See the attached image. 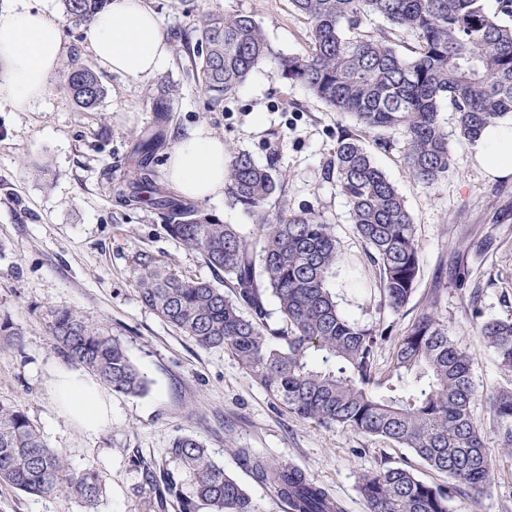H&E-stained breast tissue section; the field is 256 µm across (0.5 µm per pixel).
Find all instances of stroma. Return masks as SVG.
<instances>
[{"instance_id": "stroma-1", "label": "stroma", "mask_w": 512, "mask_h": 512, "mask_svg": "<svg viewBox=\"0 0 512 512\" xmlns=\"http://www.w3.org/2000/svg\"><path fill=\"white\" fill-rule=\"evenodd\" d=\"M59 21L63 59L75 58L99 74L106 95L95 111H79L51 79L44 99L27 112L0 98V315L24 330L21 348L0 351V401L21 403L48 447L74 467L97 466L107 495L98 512H139L133 453L165 462L170 441L199 437L212 458L249 491L264 512H288L269 486L256 482L238 451L285 460L330 489L345 512H369L360 490L364 472L402 467L431 484H447L410 449L351 430L323 428L289 412L225 349H206L175 331L142 305L132 281L135 253L154 255L191 278H210L200 254L171 238L149 208L128 209L110 194L105 171L122 174L135 164V135L161 133L152 165L164 175L167 155L196 127H207L226 153H245L258 164L277 156L288 173L283 196L270 209L315 210L332 224L345 269L333 291L342 312L363 323L384 321L401 333L428 307H436L451 338L471 357L479 395L473 418L489 427L485 400L512 386L492 351L475 333L478 322L512 319V174L488 175L473 144L456 132L455 114L443 107L452 167L433 186L410 179L405 139L388 144L372 133L363 139L377 164L406 200L422 252L421 275L399 312H379L356 274L376 281L348 209L324 176L336 137L349 118L329 111L305 89L256 67L237 94L210 105L201 91L179 33L200 11L245 12L275 52L303 49L306 26L288 0H145L159 18L170 56L159 73L134 79L110 72L83 42L81 27L63 22L59 0H25ZM174 100L166 125L156 123L163 86ZM64 305L106 326L127 347L148 381L139 396H112V424L85 433L62 418L53 397L54 373L67 362L49 334L50 311ZM495 481L479 502L456 497L451 512H512V449L489 445ZM0 512H84L75 500L35 498L0 485Z\"/></svg>"}]
</instances>
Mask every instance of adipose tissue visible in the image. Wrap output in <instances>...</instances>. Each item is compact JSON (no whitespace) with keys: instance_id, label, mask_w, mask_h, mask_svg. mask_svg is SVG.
<instances>
[{"instance_id":"1","label":"adipose tissue","mask_w":512,"mask_h":512,"mask_svg":"<svg viewBox=\"0 0 512 512\" xmlns=\"http://www.w3.org/2000/svg\"><path fill=\"white\" fill-rule=\"evenodd\" d=\"M84 42L113 72L145 78L166 63L169 49L155 14L145 0H110L84 27ZM57 22L45 13L17 5L0 10V94L19 112L30 110L45 96L62 53ZM475 155L485 171L512 173V124L484 130ZM224 143L199 127L170 151L166 177L182 197L202 200L224 189ZM60 414L88 433L112 423V400L81 368L60 369L54 381Z\"/></svg>"}]
</instances>
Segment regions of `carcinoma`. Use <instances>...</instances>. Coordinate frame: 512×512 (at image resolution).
Listing matches in <instances>:
<instances>
[{
  "instance_id": "carcinoma-1",
  "label": "carcinoma",
  "mask_w": 512,
  "mask_h": 512,
  "mask_svg": "<svg viewBox=\"0 0 512 512\" xmlns=\"http://www.w3.org/2000/svg\"><path fill=\"white\" fill-rule=\"evenodd\" d=\"M108 0H60L63 18L84 24ZM306 25L305 48L276 53L246 13L207 12L184 32L198 84L218 105L234 95L259 65L284 82L299 84L330 111L379 135L397 132L408 145L410 178L428 186L448 177L451 153L441 119L443 103L456 114L459 136L474 143L486 127L512 117V0H498L496 13L483 0H289ZM414 37L401 52L395 37ZM59 89L83 112L106 94L99 76L71 60ZM161 134L138 136L136 163L119 179L116 196L161 214L169 235L197 251L230 292L214 281L174 272L153 255L132 261L142 304L177 332L205 348L230 350L259 384L288 411L324 428L342 427L389 439L411 449L448 477L431 485L403 468L367 472L360 492L369 512H450L457 495L479 500L495 479L486 433L472 418L477 399L470 357L449 335L434 309L399 335L380 323L343 314L332 279L344 262L332 225L311 210L272 211L269 200L285 193L287 175L276 159L265 165L231 156L224 189L254 218L247 237L187 205L159 183L151 159ZM344 198L350 223L364 242L366 260L378 268V309L400 312L421 271V249L406 201L378 166L361 137L344 129L325 167ZM272 297L279 322L270 323ZM50 332L63 357L91 372L114 392L138 395L147 380L126 347L81 312L59 306ZM480 340L512 372V321L476 324ZM23 328L0 315V349L19 348ZM391 343L392 369L375 380L377 349ZM492 432L512 448V387L487 398ZM171 466L139 457L141 512H262L248 491L210 456L198 437L180 435L167 449ZM243 464L260 483L288 501L293 512H343L328 490L290 463L241 449ZM0 484L36 497L74 498L95 512L104 496L99 469L72 468L14 403L0 402Z\"/></svg>"
}]
</instances>
